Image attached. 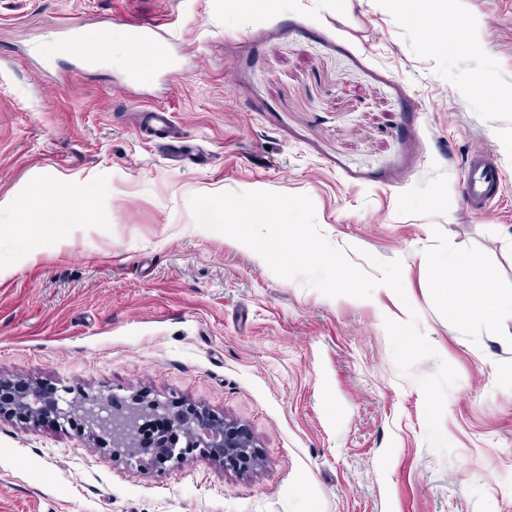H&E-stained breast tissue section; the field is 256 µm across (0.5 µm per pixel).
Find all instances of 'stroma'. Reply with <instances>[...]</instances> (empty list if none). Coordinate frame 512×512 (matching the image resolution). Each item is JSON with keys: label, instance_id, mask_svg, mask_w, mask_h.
Instances as JSON below:
<instances>
[{"label": "stroma", "instance_id": "obj_1", "mask_svg": "<svg viewBox=\"0 0 512 512\" xmlns=\"http://www.w3.org/2000/svg\"><path fill=\"white\" fill-rule=\"evenodd\" d=\"M433 49L403 0H0V199L38 179L102 188L63 240L0 241V373L75 393L173 396L245 424L262 466L193 455L158 471L114 461L75 428L0 420V512H512V319H455L431 285L438 259L478 255L512 290V0H447ZM165 20L158 66L92 63L56 26L126 34ZM483 29L481 53L465 36ZM505 90L489 107L463 94ZM174 116L190 150L141 134ZM502 172L472 213L467 157ZM308 196L324 236L394 291L329 297L277 276L241 242L198 227L196 194ZM438 353L401 376L385 320ZM447 362L440 453L416 379ZM454 20L448 18L447 6L434 15L429 26L430 38L433 45L438 46L448 41V29L452 28ZM141 112H145L144 118H146L144 131L156 146L170 151L181 148L177 143L182 142V137L174 130L171 112L158 106L143 108Z\"/></svg>", "mask_w": 512, "mask_h": 512}]
</instances>
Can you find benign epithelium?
I'll use <instances>...</instances> for the list:
<instances>
[{
  "instance_id": "7a95c632",
  "label": "benign epithelium",
  "mask_w": 512,
  "mask_h": 512,
  "mask_svg": "<svg viewBox=\"0 0 512 512\" xmlns=\"http://www.w3.org/2000/svg\"><path fill=\"white\" fill-rule=\"evenodd\" d=\"M67 394V389L48 393L36 381H14L0 375V419L35 425L50 415L61 427L77 422L92 444L111 439L114 452L139 446L133 429L141 422L159 419L187 434L189 443L178 446L161 436L148 449L123 455L126 464L156 460L162 467L199 451L224 464L226 471L249 473L262 461L259 445L245 425L228 418L218 420L202 408L181 406L158 396L144 399L133 394L120 399L112 393H99L69 398Z\"/></svg>"
}]
</instances>
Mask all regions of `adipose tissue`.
Returning <instances> with one entry per match:
<instances>
[{
    "instance_id": "1",
    "label": "adipose tissue",
    "mask_w": 512,
    "mask_h": 512,
    "mask_svg": "<svg viewBox=\"0 0 512 512\" xmlns=\"http://www.w3.org/2000/svg\"><path fill=\"white\" fill-rule=\"evenodd\" d=\"M119 46L124 47L129 64L134 66L158 56L150 44H122L109 33L86 34L77 42L78 50L93 60L111 57ZM94 193V185L88 182L34 181L0 200V210L30 217L28 229L22 231L0 225V239L7 237L23 246L34 236L59 238L64 225L83 223L87 217L86 204ZM442 264L448 273L436 277L433 286L449 315L476 319L488 325L497 318L512 317V291L500 290L492 280L484 277L476 255L453 254L443 259ZM460 278L476 283L479 296L473 297L454 288V281Z\"/></svg>"
}]
</instances>
